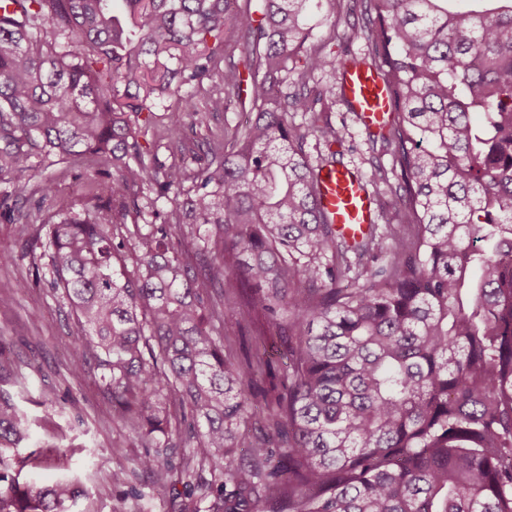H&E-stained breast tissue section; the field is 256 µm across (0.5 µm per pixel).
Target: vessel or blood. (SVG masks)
<instances>
[{
  "label": "vessel or blood",
  "mask_w": 512,
  "mask_h": 512,
  "mask_svg": "<svg viewBox=\"0 0 512 512\" xmlns=\"http://www.w3.org/2000/svg\"><path fill=\"white\" fill-rule=\"evenodd\" d=\"M346 102L365 125H381L391 111L388 90L375 70L347 67L342 76ZM321 208L346 239H360L377 220V203L359 173L326 166L317 173Z\"/></svg>",
  "instance_id": "b4317fda"
}]
</instances>
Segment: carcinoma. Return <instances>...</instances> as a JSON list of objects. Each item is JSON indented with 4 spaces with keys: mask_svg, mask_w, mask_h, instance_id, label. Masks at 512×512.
Wrapping results in <instances>:
<instances>
[{
    "mask_svg": "<svg viewBox=\"0 0 512 512\" xmlns=\"http://www.w3.org/2000/svg\"><path fill=\"white\" fill-rule=\"evenodd\" d=\"M13 2L0 16V173L16 179L0 207L9 217L30 199L33 157L112 169L92 208L68 204L50 224L51 287L79 325L73 370L100 371L167 512H512V0L466 12L367 0L350 37L387 83L395 163L371 182L400 178L405 220L353 242L318 205L316 171L334 161L311 163L304 143L315 129L342 140L334 88L364 61L310 45L315 0ZM231 29L241 62L225 57ZM247 81L255 119L206 142L208 159L188 156L177 123L180 161L149 159V94L171 90L197 115L203 90L222 112ZM144 193L157 217L160 201L177 208L135 246L121 226ZM242 313L288 343L260 411L261 365L224 354V318ZM26 439L0 392V447ZM193 443L203 453L176 493L171 455ZM112 454V488L142 497L123 448ZM71 459L46 463L63 473ZM79 495L66 479L22 485L0 456V512H69Z\"/></svg>",
    "mask_w": 512,
    "mask_h": 512,
    "instance_id": "1",
    "label": "carcinoma"
}]
</instances>
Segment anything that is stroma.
Wrapping results in <instances>:
<instances>
[{
    "instance_id": "35a3bbf8",
    "label": "stroma",
    "mask_w": 512,
    "mask_h": 512,
    "mask_svg": "<svg viewBox=\"0 0 512 512\" xmlns=\"http://www.w3.org/2000/svg\"><path fill=\"white\" fill-rule=\"evenodd\" d=\"M366 0H352L347 12L336 21H327L323 13L311 19L313 42L325 45L328 53L344 57H365L367 45L349 40L352 27L365 19ZM154 127L144 143L158 163L171 164L172 151L167 146L165 129L171 123L190 125L188 113L182 112L178 98L172 93L152 96ZM332 122L343 132L341 142L329 145L308 137L304 150L311 160L335 156L337 165L370 177L374 167L392 168L390 147L373 142L369 132L348 108L344 98H337ZM27 177L34 197L23 205L14 220H0V347L4 348L13 372L11 380L0 383V390L14 400L29 439L21 446L22 455L30 456L20 482L50 483L59 472L45 462L57 448L70 450L72 465L68 478L87 491L72 512H164L159 502L143 499L139 503L121 502L111 487L114 466L112 445L127 438L128 430L112 420V405L99 388V376L90 370L71 374L68 365V336L77 326L66 308L49 290L51 265L43 242L46 231L60 206L70 201L92 205L103 167L95 157L83 155L66 163L37 158ZM56 183L54 196L37 197L36 190L45 176ZM26 279L27 288L13 289V281ZM57 393L56 403L42 400L44 389Z\"/></svg>"
}]
</instances>
